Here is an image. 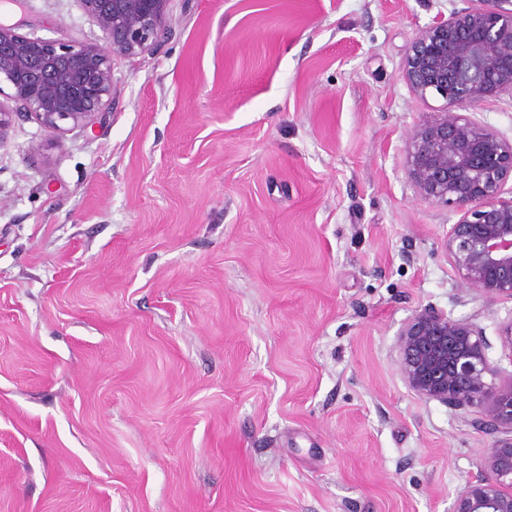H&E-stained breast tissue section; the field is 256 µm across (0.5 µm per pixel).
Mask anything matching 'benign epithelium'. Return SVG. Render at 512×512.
Listing matches in <instances>:
<instances>
[{
  "label": "benign epithelium",
  "instance_id": "benign-epithelium-1",
  "mask_svg": "<svg viewBox=\"0 0 512 512\" xmlns=\"http://www.w3.org/2000/svg\"><path fill=\"white\" fill-rule=\"evenodd\" d=\"M104 43L61 42L0 23V140L15 115L61 135L85 126L112 98V57L149 51L171 34L169 0H78ZM403 77L411 92L444 101L407 146V174L419 199L460 214L448 232L452 262L489 300H512V140L467 115L512 94V0H474L422 29ZM405 382L427 400L456 410L478 406L481 421L510 437L486 458L488 475L459 492L451 512H512V374L489 362L484 329L430 305L415 311L397 340Z\"/></svg>",
  "mask_w": 512,
  "mask_h": 512
}]
</instances>
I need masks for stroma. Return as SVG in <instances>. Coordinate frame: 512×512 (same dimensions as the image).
Listing matches in <instances>:
<instances>
[{"label": "stroma", "instance_id": "obj_1", "mask_svg": "<svg viewBox=\"0 0 512 512\" xmlns=\"http://www.w3.org/2000/svg\"><path fill=\"white\" fill-rule=\"evenodd\" d=\"M464 0H171L103 114L0 141V512H450L498 435L405 384L397 333L512 302L448 255L402 75ZM0 22L102 42L77 0Z\"/></svg>", "mask_w": 512, "mask_h": 512}]
</instances>
